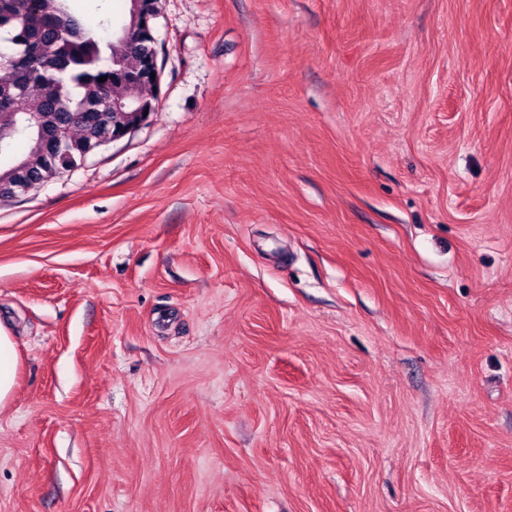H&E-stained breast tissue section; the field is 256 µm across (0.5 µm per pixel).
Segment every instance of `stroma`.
<instances>
[{
	"label": "stroma",
	"mask_w": 512,
	"mask_h": 512,
	"mask_svg": "<svg viewBox=\"0 0 512 512\" xmlns=\"http://www.w3.org/2000/svg\"><path fill=\"white\" fill-rule=\"evenodd\" d=\"M148 124L0 202V512H512V0H161ZM18 363L19 353L16 340L0 324V407L13 396Z\"/></svg>",
	"instance_id": "1"
}]
</instances>
